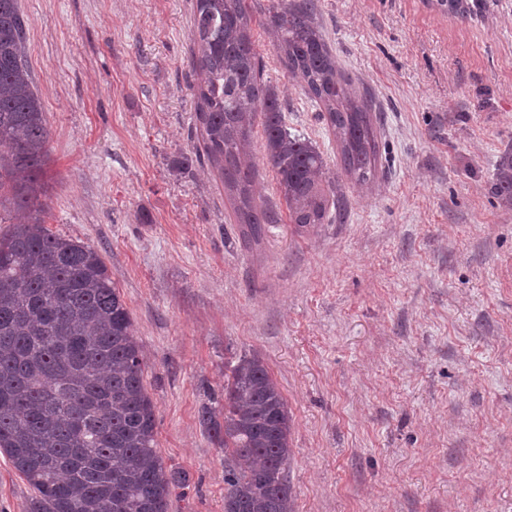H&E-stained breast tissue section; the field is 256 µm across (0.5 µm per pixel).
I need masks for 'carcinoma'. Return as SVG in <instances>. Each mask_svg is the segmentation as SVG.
I'll use <instances>...</instances> for the list:
<instances>
[{"mask_svg":"<svg viewBox=\"0 0 512 512\" xmlns=\"http://www.w3.org/2000/svg\"><path fill=\"white\" fill-rule=\"evenodd\" d=\"M274 46L332 130L348 177L373 181L379 130L315 22L317 0H271ZM461 20L489 0H436ZM28 21L18 0H0V210L23 222L0 234V452L36 496L29 512H168L180 478L156 448L154 405L130 313L93 247L54 234L42 219L50 130L26 59ZM195 126L203 161L224 183L243 239L274 223L258 202L248 162L256 118L296 230L330 224L340 210L323 153L288 132L262 79L247 0H195ZM491 192L512 208V146L495 164ZM201 422L224 442V512H293L286 470L291 419L257 357L224 374V406Z\"/></svg>","mask_w":512,"mask_h":512,"instance_id":"1","label":"carcinoma"}]
</instances>
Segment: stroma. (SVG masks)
I'll return each instance as SVG.
<instances>
[{
	"label": "stroma",
	"mask_w": 512,
	"mask_h": 512,
	"mask_svg": "<svg viewBox=\"0 0 512 512\" xmlns=\"http://www.w3.org/2000/svg\"><path fill=\"white\" fill-rule=\"evenodd\" d=\"M263 80L322 152L342 219L297 233L262 129L242 240L198 144L193 0H19L51 131L43 215L103 257L130 312L157 448L185 475L169 512H224V452L199 421L224 365L258 356L291 416L295 512H512V210L490 187L512 144V0L461 21L435 0H319L340 71L368 91L377 178L332 132L248 0ZM34 491L0 453V512Z\"/></svg>",
	"instance_id": "stroma-1"
}]
</instances>
